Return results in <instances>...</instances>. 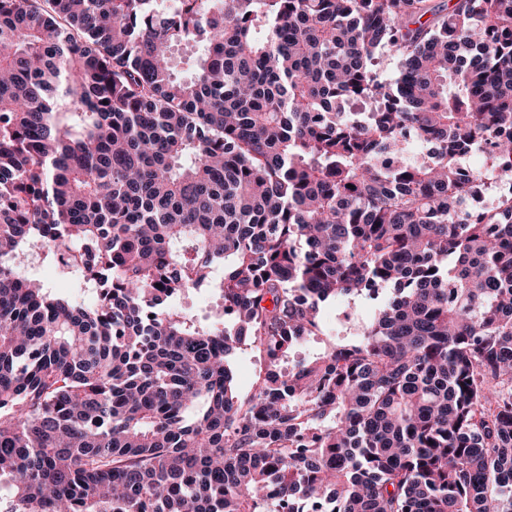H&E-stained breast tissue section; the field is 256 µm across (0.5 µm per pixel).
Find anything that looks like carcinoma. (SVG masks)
Wrapping results in <instances>:
<instances>
[{
  "mask_svg": "<svg viewBox=\"0 0 512 512\" xmlns=\"http://www.w3.org/2000/svg\"><path fill=\"white\" fill-rule=\"evenodd\" d=\"M481 147L512 170V0H0L10 512H512ZM336 301L374 311L284 367ZM217 302L216 296L206 289L190 290L176 300L179 308L201 321L212 312ZM264 356L258 351H245L234 363L237 393L244 397L252 387L255 377L264 369Z\"/></svg>",
  "mask_w": 512,
  "mask_h": 512,
  "instance_id": "obj_1",
  "label": "carcinoma"
}]
</instances>
